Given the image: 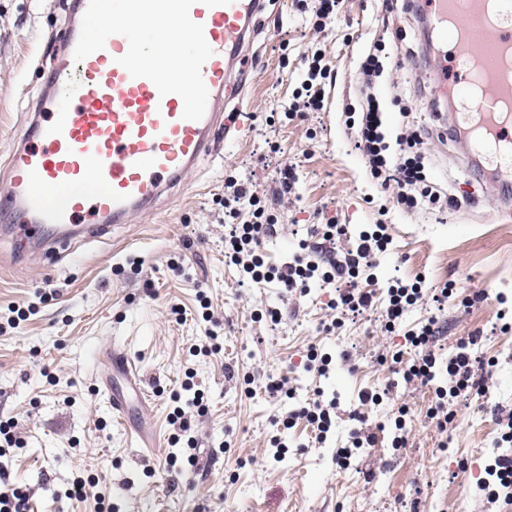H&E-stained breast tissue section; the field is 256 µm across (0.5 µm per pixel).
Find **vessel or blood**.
Masks as SVG:
<instances>
[{"label":"vessel or blood","instance_id":"vessel-or-blood-1","mask_svg":"<svg viewBox=\"0 0 512 512\" xmlns=\"http://www.w3.org/2000/svg\"><path fill=\"white\" fill-rule=\"evenodd\" d=\"M441 49L439 86L456 106L448 124L467 152L495 176L498 203L512 205V78L478 73L467 55L512 52V0H419ZM264 0H71L49 78L28 113L0 187V223L22 224L30 244L60 235L99 237L150 209L213 151L215 107ZM185 58L174 72L149 61L156 43ZM113 371L129 395L109 393L125 418L129 399L147 391L135 362L113 349Z\"/></svg>","mask_w":512,"mask_h":512}]
</instances>
